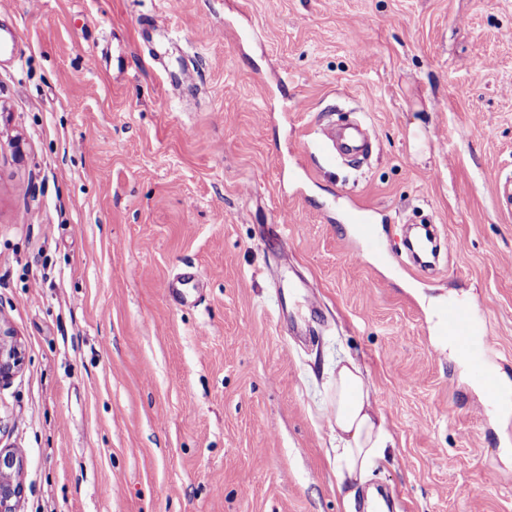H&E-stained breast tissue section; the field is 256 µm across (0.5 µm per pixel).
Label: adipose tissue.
Segmentation results:
<instances>
[{"label": "adipose tissue", "instance_id": "ef3b65f1", "mask_svg": "<svg viewBox=\"0 0 512 512\" xmlns=\"http://www.w3.org/2000/svg\"><path fill=\"white\" fill-rule=\"evenodd\" d=\"M330 426L336 436L340 484L363 482L390 443L384 418L360 366L354 360L337 365Z\"/></svg>", "mask_w": 512, "mask_h": 512}]
</instances>
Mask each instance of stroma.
I'll return each mask as SVG.
<instances>
[{"mask_svg": "<svg viewBox=\"0 0 512 512\" xmlns=\"http://www.w3.org/2000/svg\"><path fill=\"white\" fill-rule=\"evenodd\" d=\"M5 26L16 512H363L375 486L395 512H512V406L434 335L467 302L512 388V0H0ZM356 118L370 159L324 165L318 124ZM189 273L208 288L173 302ZM346 358L391 437L353 503L327 422Z\"/></svg>", "mask_w": 512, "mask_h": 512, "instance_id": "obj_1", "label": "stroma"}]
</instances>
